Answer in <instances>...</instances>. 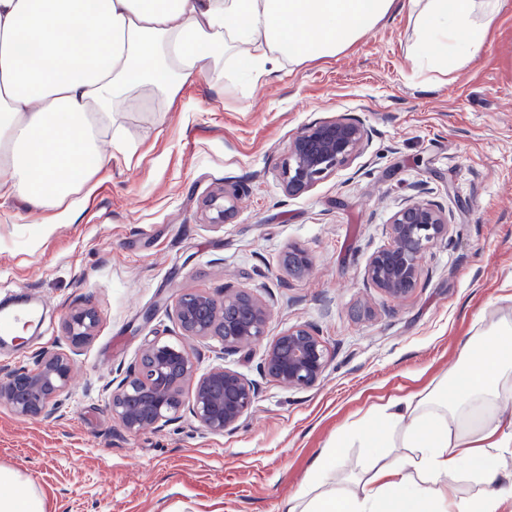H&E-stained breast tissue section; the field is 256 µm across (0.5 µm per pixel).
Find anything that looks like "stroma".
Returning a JSON list of instances; mask_svg holds the SVG:
<instances>
[{
    "label": "stroma",
    "mask_w": 512,
    "mask_h": 512,
    "mask_svg": "<svg viewBox=\"0 0 512 512\" xmlns=\"http://www.w3.org/2000/svg\"><path fill=\"white\" fill-rule=\"evenodd\" d=\"M338 115L367 129L366 150L288 195L279 170L289 141ZM123 123L131 150L114 154L75 223L41 224L27 204L0 199V301L37 304L40 325L0 348V366L54 350L69 306L100 317L63 419L0 407V467L34 485L45 512H281L371 404L447 375L467 339L512 316V0L447 75L415 66L402 10L335 57L259 82L239 72L221 97L197 80ZM224 184L241 196L216 227L201 205ZM419 195L452 228L426 254L413 295L391 300L364 268L393 214ZM292 245L312 255L308 272L282 267ZM228 285L273 298L269 335L298 322L319 331L334 353L323 381L300 391L262 379L256 344L224 358L260 385L236 432L207 435L188 421L114 430L102 387L148 339L181 337L165 299Z\"/></svg>",
    "instance_id": "35a3bbf8"
}]
</instances>
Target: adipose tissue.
I'll use <instances>...</instances> for the list:
<instances>
[{"label": "adipose tissue", "instance_id": "adipose-tissue-1", "mask_svg": "<svg viewBox=\"0 0 512 512\" xmlns=\"http://www.w3.org/2000/svg\"><path fill=\"white\" fill-rule=\"evenodd\" d=\"M503 0H0V199L64 224L77 194L125 138L121 115L142 89L173 100L196 79L226 91L233 65L270 77L351 47L405 9L414 56L455 70L495 28ZM512 321L464 344L432 388L371 408L317 457L313 482L283 512H501L512 498ZM362 459L357 492L330 484L346 439ZM484 487L478 498L458 485ZM0 512H44V499L0 468Z\"/></svg>", "mask_w": 512, "mask_h": 512}]
</instances>
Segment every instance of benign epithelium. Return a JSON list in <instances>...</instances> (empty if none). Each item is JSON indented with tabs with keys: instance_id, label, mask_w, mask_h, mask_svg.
<instances>
[{
	"instance_id": "benign-epithelium-1",
	"label": "benign epithelium",
	"mask_w": 512,
	"mask_h": 512,
	"mask_svg": "<svg viewBox=\"0 0 512 512\" xmlns=\"http://www.w3.org/2000/svg\"><path fill=\"white\" fill-rule=\"evenodd\" d=\"M369 139L359 122L346 116L310 124L288 144L281 167L286 193L296 195L354 162ZM236 193L220 187L204 201L208 223L224 224L235 206ZM448 214L428 201H410L386 225L387 244L367 262V282L398 299L416 288L425 254L448 237ZM312 256L293 246L284 254L288 270L308 269ZM181 335L215 341L217 362L200 370L201 353L184 344L154 337L145 344L137 364L102 388L112 421L127 433L190 418L207 433L222 436L237 430L255 406V381L222 363L225 355L262 341L271 317L269 302L244 289H224L220 295L192 291L167 300ZM99 318L91 307H73L62 317L68 349L39 354L31 366L0 368V406L18 416L60 420L66 413L73 355L97 334ZM331 353L326 342L302 323L281 331L266 345L261 374L290 389L315 386L323 378Z\"/></svg>"
}]
</instances>
